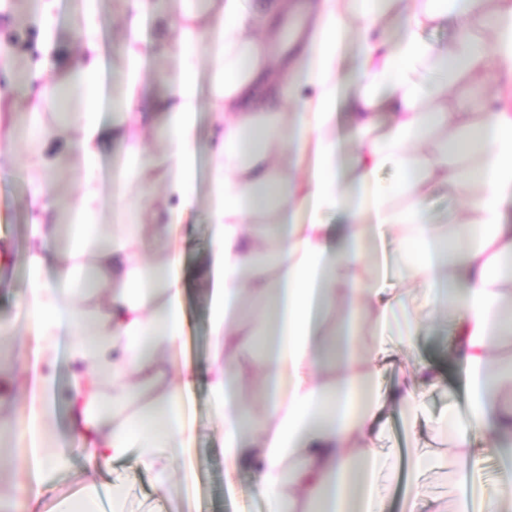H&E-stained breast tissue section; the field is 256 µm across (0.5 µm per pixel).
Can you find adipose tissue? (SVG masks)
<instances>
[{
  "label": "adipose tissue",
  "instance_id": "ef3b65f1",
  "mask_svg": "<svg viewBox=\"0 0 512 512\" xmlns=\"http://www.w3.org/2000/svg\"><path fill=\"white\" fill-rule=\"evenodd\" d=\"M287 9L286 0H224V31L214 40L212 87L223 108L213 121L223 133L212 155L213 247L197 275L210 289L207 381L223 418L225 475L232 481L251 469L267 512H387L382 488L392 468L376 446L385 407L402 402L417 426L423 394L439 377L424 363L389 394L376 383L448 299V354L467 402L434 425L450 436L458 470L488 453L499 458L501 493L482 512H512V366L490 369L493 347L512 345V0H317L308 45L288 69L271 51L272 22ZM178 11L165 21L179 30L169 53L180 67L160 107L171 115L164 157L145 152L157 107L137 76L127 75L119 101L123 126L99 123V24L86 13L73 81L84 120L38 141L23 171L34 222L22 305L43 368L28 418L12 434L29 440L42 482L65 462L64 449L44 445L61 349L78 366L70 430L89 468L132 454L163 488L187 446L184 397L196 371L177 353L185 325L177 234L199 136L190 48L205 32L191 24L195 0H179ZM452 20L460 29L448 47L424 38L430 24ZM476 25L492 42L473 35ZM350 53L357 65L349 73ZM46 69L42 58L16 71L12 55L0 53V100L38 95L30 112L40 118L41 100L55 94ZM343 109L352 126L345 138ZM115 142L128 176L163 167L165 200L159 208L120 202L134 209L133 221L111 225L102 264L87 265L80 258L99 205L95 164ZM63 153L81 157L86 171L66 248L56 244L48 178ZM387 167L397 172L390 185L377 178ZM435 191L461 203L440 225L425 209ZM250 216L262 217L259 234L247 232ZM387 238L400 289L386 287L373 258V245ZM86 274L106 296L90 339L74 301ZM413 287L425 299L411 309ZM167 365L177 373L171 383Z\"/></svg>",
  "mask_w": 512,
  "mask_h": 512
}]
</instances>
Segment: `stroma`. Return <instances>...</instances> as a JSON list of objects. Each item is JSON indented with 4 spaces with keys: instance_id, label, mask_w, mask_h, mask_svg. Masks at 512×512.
I'll list each match as a JSON object with an SVG mask.
<instances>
[{
    "instance_id": "stroma-1",
    "label": "stroma",
    "mask_w": 512,
    "mask_h": 512,
    "mask_svg": "<svg viewBox=\"0 0 512 512\" xmlns=\"http://www.w3.org/2000/svg\"><path fill=\"white\" fill-rule=\"evenodd\" d=\"M177 0H150L142 22L145 53L139 74L156 100H163L176 75L174 62L157 50V34L162 15L168 14ZM93 7L101 21L99 40L103 63L102 82L104 99L100 121L108 126H121L123 112L115 106L119 94L118 83L128 69L124 54L127 30L124 21V0H56L49 23H42L40 0H0V43H13L19 51L16 67L47 58L50 65L45 74L48 84H55L69 59L79 55L81 41L73 24L85 7ZM217 110L215 97L202 92L197 99V122L201 137L195 157L196 191L194 203L181 225L182 265L186 273L183 282L186 330L183 354L199 371H206L211 362L209 333V292L206 285L193 279L191 269L211 248V227L208 212L211 198L210 157L219 132L212 127V116ZM82 116L81 98L69 97L48 106L38 126L29 123L26 102H19L13 111L0 114V138L14 136L11 151L0 148V322L20 319V304L26 293L27 276L24 252L31 230L32 216L28 208L29 189L23 179L14 177L12 164L28 160V147L51 134L65 122ZM125 160L120 148L109 150L99 162L98 192L101 207L96 222L100 225L121 221L116 203L126 195L148 201L162 193L160 182L134 181L124 185L120 172ZM447 329L430 325L423 330L415 348L406 355L389 362L381 373L379 384L388 388L397 381L410 378L421 363L437 366L441 386L426 392L424 401L433 415H442L451 408L462 407L465 393L459 385V365L448 354ZM33 338L26 329H19L14 344L0 351V372L14 374L18 382L9 402L0 406V423L19 424L26 420L29 403V384L25 365L31 355ZM71 368L66 357H59L55 366L53 387L50 391L56 405V422L61 427L60 447L66 448L69 463L56 470L42 487L34 505V512H75L88 483L104 486L122 483L126 489V512H167L168 497H176L181 512H266L262 500L253 496V477L249 471H240L234 484L224 477V457L220 452L223 427L210 398L205 382H198L191 391L186 413L191 424V453L186 463L176 465L167 491H160L153 475L137 463L135 457L114 462L111 469L88 471L79 443L65 432L67 417V390ZM390 451L394 477L387 485L389 512H405L411 489H419L428 500H437L448 512H454L463 498L484 491L486 498H496L500 492L499 462L488 457L478 469L464 480L449 477L442 461L445 439L432 427L423 425L410 430L404 407L389 406L385 416V430L379 442ZM436 457L430 468L415 471L411 465L415 449Z\"/></svg>"
}]
</instances>
